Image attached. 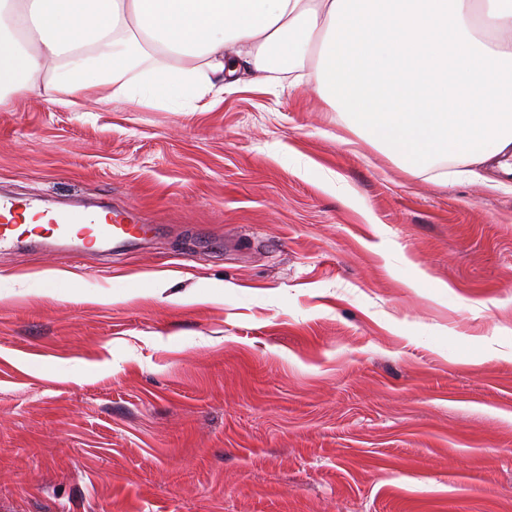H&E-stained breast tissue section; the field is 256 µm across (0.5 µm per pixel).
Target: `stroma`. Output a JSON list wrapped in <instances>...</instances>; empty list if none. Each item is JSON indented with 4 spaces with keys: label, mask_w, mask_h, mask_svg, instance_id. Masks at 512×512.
I'll return each instance as SVG.
<instances>
[{
    "label": "stroma",
    "mask_w": 512,
    "mask_h": 512,
    "mask_svg": "<svg viewBox=\"0 0 512 512\" xmlns=\"http://www.w3.org/2000/svg\"><path fill=\"white\" fill-rule=\"evenodd\" d=\"M0 193L160 227L0 250V512H512L511 180L409 174L284 77L2 96Z\"/></svg>",
    "instance_id": "obj_1"
}]
</instances>
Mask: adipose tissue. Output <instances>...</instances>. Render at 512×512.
Wrapping results in <instances>:
<instances>
[{
	"label": "adipose tissue",
	"instance_id": "obj_1",
	"mask_svg": "<svg viewBox=\"0 0 512 512\" xmlns=\"http://www.w3.org/2000/svg\"><path fill=\"white\" fill-rule=\"evenodd\" d=\"M311 69L410 173L512 176V0H0V95L172 112Z\"/></svg>",
	"mask_w": 512,
	"mask_h": 512
}]
</instances>
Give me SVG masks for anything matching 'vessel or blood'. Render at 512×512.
<instances>
[{
  "label": "vessel or blood",
  "instance_id": "obj_1",
  "mask_svg": "<svg viewBox=\"0 0 512 512\" xmlns=\"http://www.w3.org/2000/svg\"><path fill=\"white\" fill-rule=\"evenodd\" d=\"M26 210L33 212L42 224L22 232L18 229V219ZM155 230V225L139 222L130 210L51 207L33 202L23 205L0 195V249L37 240L54 252L74 258L92 244L108 243L113 250H120L132 239Z\"/></svg>",
  "mask_w": 512,
  "mask_h": 512
}]
</instances>
